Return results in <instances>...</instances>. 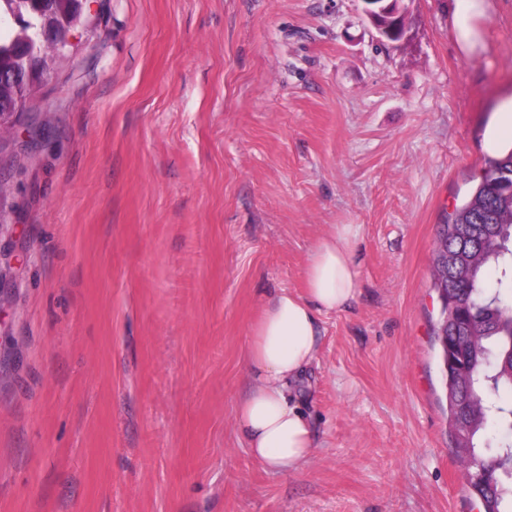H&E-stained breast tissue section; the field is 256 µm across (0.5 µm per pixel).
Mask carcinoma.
<instances>
[{"mask_svg": "<svg viewBox=\"0 0 512 512\" xmlns=\"http://www.w3.org/2000/svg\"><path fill=\"white\" fill-rule=\"evenodd\" d=\"M401 2L380 0L382 18L398 23L384 36L388 42L401 35ZM44 23L28 0H0V73L8 80L0 103L27 64L19 35ZM432 275L440 322H448V344L466 372L461 381L451 377L439 348L453 454L481 476L483 512H512V151L488 161L480 183L441 225Z\"/></svg>", "mask_w": 512, "mask_h": 512, "instance_id": "cac0c4a2", "label": "carcinoma"}]
</instances>
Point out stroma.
Segmentation results:
<instances>
[{
    "label": "stroma",
    "mask_w": 512,
    "mask_h": 512,
    "mask_svg": "<svg viewBox=\"0 0 512 512\" xmlns=\"http://www.w3.org/2000/svg\"><path fill=\"white\" fill-rule=\"evenodd\" d=\"M456 0H88L0 140V512H479L433 331L439 224L512 96V0L461 55ZM358 227L360 295L320 316L304 468L233 411L250 329ZM402 0H381L380 6L382 7L384 15H381L383 20L386 19H392L393 23H398L400 28L403 27V18L400 17V13L403 12L401 10V3ZM394 14H398L397 16H394ZM397 27H393L391 29V32H387L384 36V39L388 42H396L399 40L400 35L402 33L401 29Z\"/></svg>",
    "instance_id": "35a3bbf8"
}]
</instances>
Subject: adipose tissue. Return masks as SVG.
I'll return each mask as SVG.
<instances>
[{"label": "adipose tissue", "instance_id": "ef3b65f1", "mask_svg": "<svg viewBox=\"0 0 512 512\" xmlns=\"http://www.w3.org/2000/svg\"><path fill=\"white\" fill-rule=\"evenodd\" d=\"M491 0H459L452 28L468 56L484 47L481 19ZM358 228L336 225L312 248L305 295L281 292L265 306L250 332L245 365L252 385L235 408V426L251 454L272 471L300 470L314 446L310 423L294 389L319 352L320 315L347 310L360 292Z\"/></svg>", "mask_w": 512, "mask_h": 512}]
</instances>
